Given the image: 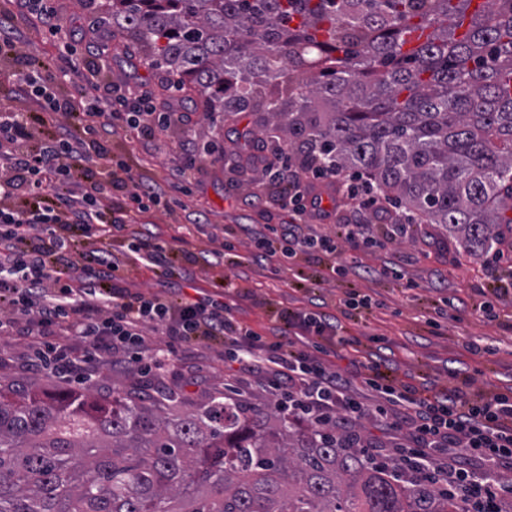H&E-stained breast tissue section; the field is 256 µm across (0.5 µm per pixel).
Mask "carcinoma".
I'll list each match as a JSON object with an SVG mask.
<instances>
[{"mask_svg": "<svg viewBox=\"0 0 512 512\" xmlns=\"http://www.w3.org/2000/svg\"><path fill=\"white\" fill-rule=\"evenodd\" d=\"M112 0L209 112L267 115L474 255L512 224V0ZM418 26L424 41L404 49ZM0 389V512H463L356 431L240 394L95 404Z\"/></svg>", "mask_w": 512, "mask_h": 512, "instance_id": "carcinoma-1", "label": "carcinoma"}]
</instances>
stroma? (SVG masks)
I'll use <instances>...</instances> for the list:
<instances>
[{
  "mask_svg": "<svg viewBox=\"0 0 512 512\" xmlns=\"http://www.w3.org/2000/svg\"><path fill=\"white\" fill-rule=\"evenodd\" d=\"M62 25L75 40L77 53L71 58L58 54L57 40L21 8L18 0H0V32L9 34L18 53L33 63L48 62L66 67L74 81L70 91L79 96L90 92L83 79L95 65V49H104L106 67L102 79H125L141 85L156 104H173L185 113L183 125L171 127L154 140L144 141L124 133L112 136L113 154L122 156L143 184L162 190L171 187V172L177 163L170 150L173 140L189 137L193 145H210L224 153V160L200 155V170L182 206L174 213L149 211L136 215L131 227L158 241L172 243L174 252L167 269L130 264L126 241L114 237L107 248L113 262L125 269L123 287L133 292L163 293L182 279L193 281L203 293L223 297L240 324L264 336L274 335L281 313L317 308L336 323L343 345L328 355L329 363L347 373L351 390L365 404H376L374 393L361 384L367 364L400 379H413L433 390L448 388L469 378L474 394L512 392V291L480 294L479 288L497 279L512 281V230H504L496 252L475 256L465 252L438 224H419L411 237L399 238L385 248L356 252L342 245L340 256L324 253L303 255L279 275H271L263 262L253 259L243 224H278L282 216L275 207L246 208L240 200L255 190L262 177L260 168L244 166L249 151L245 135L266 136L264 115L242 119L220 112L204 111L196 93L188 88L171 89L164 69L153 66L151 56L135 40L114 32L104 11L109 0H53ZM310 191L321 196L331 212L329 219L308 220L307 233L335 235L347 208L338 184L314 182ZM232 250H224V243ZM223 251L221 264L212 261ZM349 266L344 278H328L335 259ZM357 290L380 301L373 312L349 315L341 301ZM451 300L450 317L439 331L425 319L440 300ZM490 301L500 317L490 321L479 307ZM475 342L492 346L489 354L471 353ZM30 353L21 341L0 335V383L29 391L61 388L92 391L104 396L113 392L149 394L165 387L178 392L181 410H189L211 398L240 392L256 408L274 400L256 378L230 373L224 366V345L203 341L192 350L177 352L164 370L141 372L135 365H99L91 378H46L33 371Z\"/></svg>",
  "mask_w": 512,
  "mask_h": 512,
  "instance_id": "stroma-1",
  "label": "stroma"
}]
</instances>
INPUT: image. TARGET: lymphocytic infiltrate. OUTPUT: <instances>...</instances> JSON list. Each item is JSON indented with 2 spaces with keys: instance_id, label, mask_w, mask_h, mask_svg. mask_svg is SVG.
I'll use <instances>...</instances> for the list:
<instances>
[{
  "instance_id": "f902f5d3",
  "label": "lymphocytic infiltrate",
  "mask_w": 512,
  "mask_h": 512,
  "mask_svg": "<svg viewBox=\"0 0 512 512\" xmlns=\"http://www.w3.org/2000/svg\"><path fill=\"white\" fill-rule=\"evenodd\" d=\"M3 59L12 60L21 92L39 109L0 107V304L12 312L11 318H0L1 336L22 338L38 370L62 375L123 357L136 363L149 360L160 370L176 349L192 348L207 336L221 337L228 346L227 360L263 379L286 416L299 413L314 424L340 428L396 411L417 441L416 447L400 450L399 462L426 464L448 487L471 483L472 499L464 512H489V492L472 481L462 460L512 465L511 392L472 398L457 388L440 397L375 367L365 380L380 400L371 408L354 398L341 373L320 359L322 340L334 336L335 327L318 312L287 311L279 336L270 338L239 324L227 303L209 295L192 296L181 288L167 295L129 292L118 286L119 267L106 254L73 270L76 236L91 232L102 239L125 237L132 262L168 266L169 245L136 236L129 221L145 211L173 210L177 193L187 192L193 180L196 154L189 140L172 143V151L182 157L173 173L172 193L143 185L124 161L114 159L105 137L121 129L154 139L171 126L173 113L157 112L132 87L108 89L103 97L86 94L77 101L61 97L60 88L71 80L69 71L59 69L53 81H46L27 67L10 39L0 36ZM62 116L76 122L81 136L60 131ZM95 156L104 161L100 176L84 180ZM259 163L268 182L279 186L276 202L284 213L283 223L266 225L250 238L252 254L271 270L315 250L338 253L343 243L356 250L381 249L387 241L409 236L418 222L416 215L401 211L386 239L371 237L366 212L384 207L389 199L371 181L351 176L340 180L351 220L332 238L305 233L307 217H328L305 186L309 177H323V170L311 161L291 167L281 148L260 157ZM116 191L125 194L117 208L111 200ZM156 331L164 336V345H152ZM76 340L84 345L79 355L69 347Z\"/></svg>"
}]
</instances>
